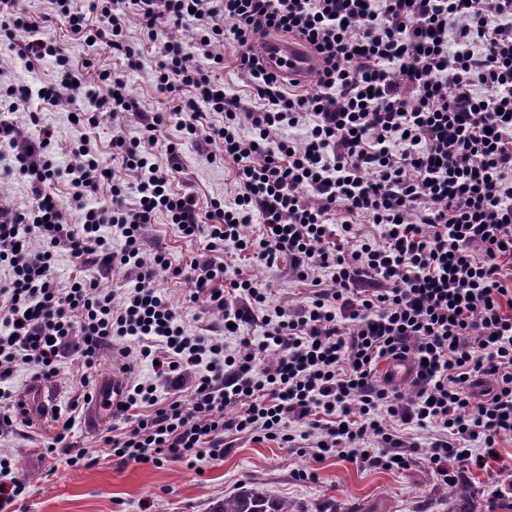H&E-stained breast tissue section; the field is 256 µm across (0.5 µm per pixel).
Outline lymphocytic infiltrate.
<instances>
[{
	"label": "lymphocytic infiltrate",
	"mask_w": 512,
	"mask_h": 512,
	"mask_svg": "<svg viewBox=\"0 0 512 512\" xmlns=\"http://www.w3.org/2000/svg\"><path fill=\"white\" fill-rule=\"evenodd\" d=\"M52 2L71 32L132 69L123 17L134 6L156 48V87L179 103L141 110L105 71L106 94L84 111L90 90L44 35L51 15L0 0L8 51L30 71L53 59L58 75L41 88L0 86V157L31 195L26 208H0V383L20 366L54 378L67 360L92 401L102 358L126 338L153 363L103 437L126 465L195 471L238 435L373 469L425 463L446 484L457 467L500 460L512 435V0ZM190 19L200 47L234 46L254 106L227 92L223 57L202 64L162 35ZM274 34L317 55L316 92L266 65L258 45ZM36 101L76 117L66 166L39 114L36 137L20 136L14 114ZM119 112L138 113L143 128L112 139L131 198L84 134ZM178 114L236 167L232 202L205 215L193 193L171 189L183 167L175 146L164 167L150 151ZM298 127L301 139L282 138ZM62 176L65 201L53 187ZM160 213L183 237H205L207 251L221 243L268 268L288 261L310 286L306 302L268 306L258 281L225 282L209 258L173 268L143 255L141 230ZM60 249L85 267L132 270L134 282L105 291L76 277L60 288ZM165 270L192 283L191 301L222 311L223 335L188 329L154 286ZM266 354L274 363L256 367ZM406 357L418 367L412 393L378 383L380 364ZM161 384L173 397L158 398Z\"/></svg>",
	"instance_id": "obj_1"
}]
</instances>
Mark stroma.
Returning <instances> with one entry per match:
<instances>
[{
    "instance_id": "1",
    "label": "stroma",
    "mask_w": 512,
    "mask_h": 512,
    "mask_svg": "<svg viewBox=\"0 0 512 512\" xmlns=\"http://www.w3.org/2000/svg\"><path fill=\"white\" fill-rule=\"evenodd\" d=\"M126 24L128 40L139 52V65L134 69L109 48L90 47L77 39L65 19L55 18L50 34L91 87H98L100 71H111L123 77L129 95L141 109L150 110L159 97L155 84L156 50L145 38L136 15H128ZM119 132L129 138L139 136L137 113H119L109 123L87 132L91 148L104 163L112 161V137ZM157 138L154 153L158 163H165V147L170 143L177 145L184 159L182 171L172 180L174 191L194 193L205 212L210 211L212 203L232 200L235 170L233 164L225 162L218 144L188 140L174 122L163 128ZM205 244L202 237L183 238L162 216L146 225L142 233L144 253L163 250L176 266L203 255ZM214 256L223 260L227 278L250 277L271 285L269 305L296 309L304 304L308 286L298 281L288 262L268 269L222 246L217 247ZM155 286L174 306L188 305L190 282L172 279L163 272ZM191 308L200 316L198 322L192 323V330L220 326L221 313L209 309L207 303ZM76 416L73 440L77 447L97 456L99 462L80 469L61 465L49 478L44 472L52 464L45 456V448L56 432V422H49L38 431L19 419L13 426L0 429V448L11 449L13 471L34 488L24 512H212L225 494L244 484L288 500L298 512H443L448 498L447 484L423 466L394 472L363 469L336 457L316 463L279 447L277 442L255 441L247 436L233 441L223 458L202 460L196 472L176 463L123 466L112 460L100 430L85 427L84 411H77ZM498 448L502 460L491 463L488 471L459 470L455 483L469 492L460 503L462 512H489L495 502L512 501V436L501 439ZM307 467L315 469L316 481H295L294 470Z\"/></svg>"
}]
</instances>
